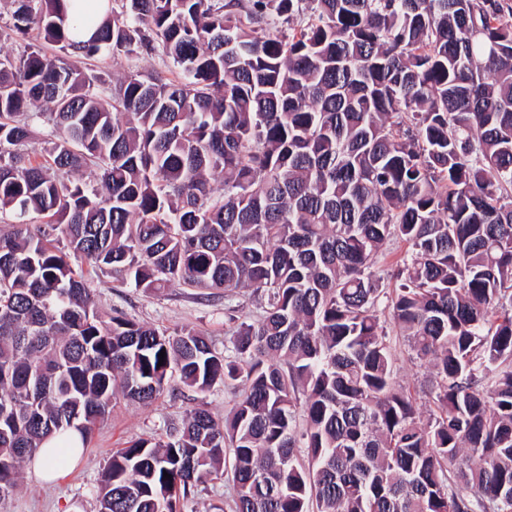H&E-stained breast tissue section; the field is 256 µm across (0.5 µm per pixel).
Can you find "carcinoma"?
I'll use <instances>...</instances> for the list:
<instances>
[{
  "label": "carcinoma",
  "instance_id": "obj_1",
  "mask_svg": "<svg viewBox=\"0 0 512 512\" xmlns=\"http://www.w3.org/2000/svg\"><path fill=\"white\" fill-rule=\"evenodd\" d=\"M65 2L9 0L58 52L0 53V499L48 438L191 392L112 453L99 512H181L227 468L233 512H512V0H119L81 43ZM158 49L180 79L76 64ZM85 263L263 315L218 352L104 309ZM391 334H393V344L396 343L397 348L396 372L398 381L406 390L410 391L411 394L418 399L417 401L421 410L426 411L429 409V406L428 403L425 406L422 396L423 391L428 385V381L431 376V369L427 366H420L419 363L411 362L405 352H403L404 346L401 342V336H397L396 331ZM401 350L403 353H400ZM203 402L208 409L219 418H224L234 402L238 399V393L225 388L224 384L217 383L206 394L202 395Z\"/></svg>",
  "mask_w": 512,
  "mask_h": 512
}]
</instances>
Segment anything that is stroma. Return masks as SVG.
<instances>
[{"mask_svg":"<svg viewBox=\"0 0 512 512\" xmlns=\"http://www.w3.org/2000/svg\"><path fill=\"white\" fill-rule=\"evenodd\" d=\"M87 73L114 85L118 76L130 71H159L172 76L171 60L162 52L138 56L118 55L88 61ZM87 284L105 307L122 310L140 322L162 330L192 331L205 336L216 349H223L235 327L260 319V299L241 289L232 298L223 291L198 288H167L146 293L122 284L118 277L88 273ZM190 401L165 395L144 407L118 401L104 421L93 430L88 447L77 462H66L63 477L52 483L40 481L29 464H22L18 487L0 500V512H98L101 472L113 451L137 438L162 433L168 424L182 420ZM234 487L230 476L208 481L184 501L183 512H231Z\"/></svg>","mask_w":512,"mask_h":512,"instance_id":"35a3bbf8","label":"stroma"}]
</instances>
